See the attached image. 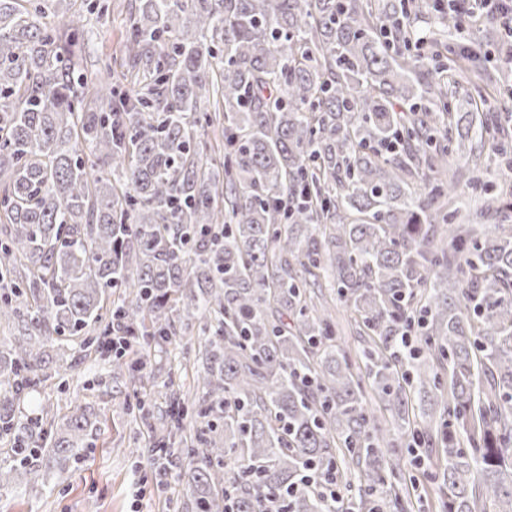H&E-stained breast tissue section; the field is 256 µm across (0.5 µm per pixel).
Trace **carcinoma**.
<instances>
[{
    "instance_id": "1",
    "label": "carcinoma",
    "mask_w": 512,
    "mask_h": 512,
    "mask_svg": "<svg viewBox=\"0 0 512 512\" xmlns=\"http://www.w3.org/2000/svg\"><path fill=\"white\" fill-rule=\"evenodd\" d=\"M108 0H0V487L41 452L66 473L86 409L21 419V394L94 352L128 367L203 324L186 434L191 512H382L398 436L440 444L444 512H512V195L460 180L475 142L512 156V86L485 109L491 55L431 0H138L125 53L90 76L84 15ZM62 13L63 27L47 21ZM472 111H461L459 93ZM222 113L223 150L205 138ZM471 194L464 224L448 201ZM328 290L363 347L336 341ZM421 333L407 354L401 335ZM126 337L122 350L100 347ZM378 392L392 421L367 407ZM364 480L331 500L337 462Z\"/></svg>"
}]
</instances>
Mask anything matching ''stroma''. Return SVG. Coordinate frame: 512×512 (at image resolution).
Listing matches in <instances>:
<instances>
[{"mask_svg":"<svg viewBox=\"0 0 512 512\" xmlns=\"http://www.w3.org/2000/svg\"><path fill=\"white\" fill-rule=\"evenodd\" d=\"M109 2V13L100 19L89 16L81 36L83 63L90 68L124 53L123 16L134 0ZM196 343V337L188 336L152 352L143 382L135 388L128 386L127 374L91 358L64 379H50L23 395L17 405L22 415L37 414L42 403L60 416L79 405L93 413L99 430L67 474H59L52 459L41 456L32 463L27 490L0 488V512H182L185 458L173 454L169 480L157 486L149 456L155 435L125 404L138 397L154 414L164 413L174 392L197 371L187 354Z\"/></svg>","mask_w":512,"mask_h":512,"instance_id":"35a3bbf8","label":"stroma"}]
</instances>
